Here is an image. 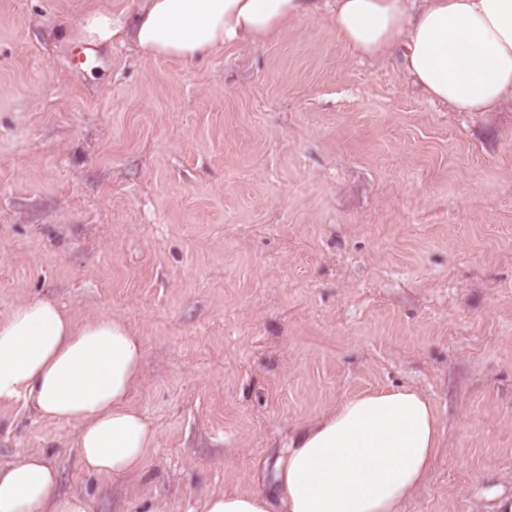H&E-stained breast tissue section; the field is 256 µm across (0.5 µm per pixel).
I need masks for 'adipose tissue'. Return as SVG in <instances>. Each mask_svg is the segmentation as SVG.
Segmentation results:
<instances>
[{"label":"adipose tissue","mask_w":512,"mask_h":512,"mask_svg":"<svg viewBox=\"0 0 512 512\" xmlns=\"http://www.w3.org/2000/svg\"><path fill=\"white\" fill-rule=\"evenodd\" d=\"M317 0H141L132 23L89 11L79 41L133 40L145 59L192 62L231 45L278 39L314 17ZM330 21L358 58L401 55L413 86L459 112L512 101V0H335ZM145 339L123 318H76L35 297L0 315V409L30 403L40 417L76 429L84 469L116 484L145 469L156 430L132 403ZM441 450L432 401L410 388L352 395L298 421L265 491L194 499L192 512H399ZM65 493L47 457L0 465V512H94Z\"/></svg>","instance_id":"adipose-tissue-1"}]
</instances>
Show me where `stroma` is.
Returning <instances> with one entry per match:
<instances>
[{
  "mask_svg": "<svg viewBox=\"0 0 512 512\" xmlns=\"http://www.w3.org/2000/svg\"><path fill=\"white\" fill-rule=\"evenodd\" d=\"M0 0V313L47 296L146 339L157 438L125 486L72 425L0 410V464L42 451L96 512H189L260 488L298 421L370 389L434 404L443 447L401 512L512 493V102L456 112L327 15L261 47L69 66L84 15Z\"/></svg>",
  "mask_w": 512,
  "mask_h": 512,
  "instance_id": "stroma-1",
  "label": "stroma"
}]
</instances>
